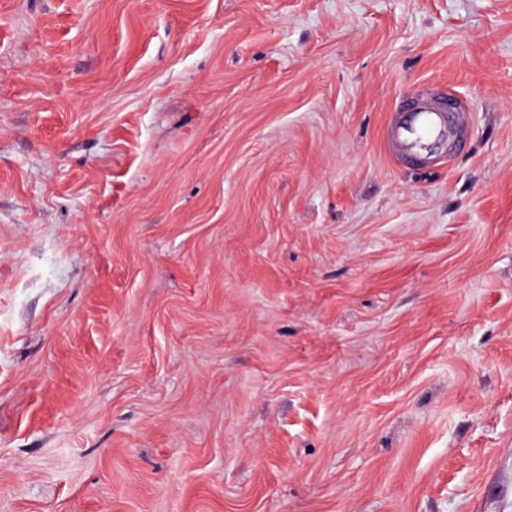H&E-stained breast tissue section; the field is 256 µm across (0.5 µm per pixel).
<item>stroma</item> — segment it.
Returning a JSON list of instances; mask_svg holds the SVG:
<instances>
[{
    "label": "stroma",
    "instance_id": "obj_1",
    "mask_svg": "<svg viewBox=\"0 0 512 512\" xmlns=\"http://www.w3.org/2000/svg\"><path fill=\"white\" fill-rule=\"evenodd\" d=\"M0 512H512V0H0ZM466 113L462 102L453 109H407L387 127L386 144L399 160L429 152L443 153L446 147L452 150L463 137Z\"/></svg>",
    "mask_w": 512,
    "mask_h": 512
}]
</instances>
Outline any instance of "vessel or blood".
Instances as JSON below:
<instances>
[{"label": "vessel or blood", "instance_id": "1", "mask_svg": "<svg viewBox=\"0 0 512 512\" xmlns=\"http://www.w3.org/2000/svg\"><path fill=\"white\" fill-rule=\"evenodd\" d=\"M466 107H423L407 110L386 129L385 141L397 159H410L424 153L444 152L462 139Z\"/></svg>", "mask_w": 512, "mask_h": 512}]
</instances>
